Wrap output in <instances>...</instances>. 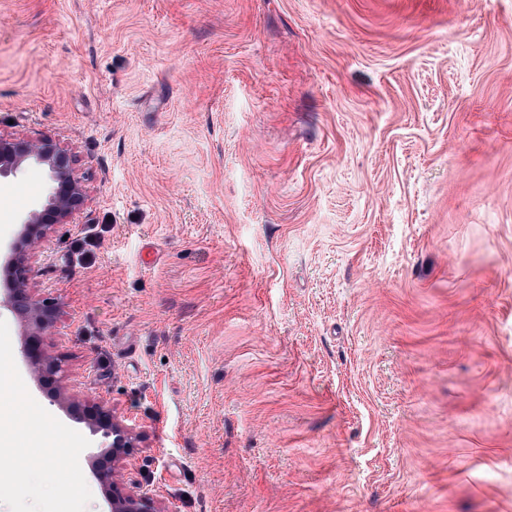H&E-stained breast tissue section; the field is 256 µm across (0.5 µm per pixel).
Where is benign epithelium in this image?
Returning <instances> with one entry per match:
<instances>
[{
    "label": "benign epithelium",
    "instance_id": "benign-epithelium-1",
    "mask_svg": "<svg viewBox=\"0 0 512 512\" xmlns=\"http://www.w3.org/2000/svg\"><path fill=\"white\" fill-rule=\"evenodd\" d=\"M25 163L47 168L52 185L47 202L24 221L20 237L12 246L11 291L5 306L28 321L26 356L48 383V395L55 398L63 394L62 361L54 354L51 341L56 308L39 299L30 288V260L57 225L70 223L73 213L84 203L85 194L67 150L54 140L0 137V176L17 172ZM86 413L92 434L109 441V454L98 476L111 492V512H166L154 498L128 490L123 482L122 470L138 447L139 436L109 406L94 403L86 407Z\"/></svg>",
    "mask_w": 512,
    "mask_h": 512
}]
</instances>
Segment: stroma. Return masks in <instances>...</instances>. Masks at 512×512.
<instances>
[{"mask_svg":"<svg viewBox=\"0 0 512 512\" xmlns=\"http://www.w3.org/2000/svg\"><path fill=\"white\" fill-rule=\"evenodd\" d=\"M0 135L86 193L65 401L0 309V512H109L88 401L169 512H512V0H0Z\"/></svg>","mask_w":512,"mask_h":512,"instance_id":"35a3bbf8","label":"stroma"}]
</instances>
